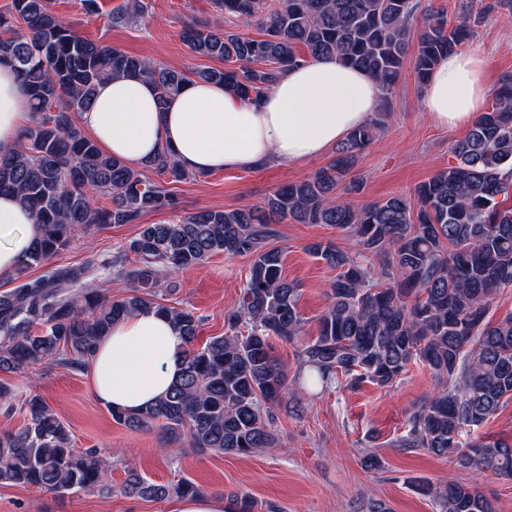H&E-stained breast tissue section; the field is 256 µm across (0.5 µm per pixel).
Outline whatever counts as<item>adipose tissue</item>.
<instances>
[{"instance_id": "ef3b65f1", "label": "adipose tissue", "mask_w": 512, "mask_h": 512, "mask_svg": "<svg viewBox=\"0 0 512 512\" xmlns=\"http://www.w3.org/2000/svg\"><path fill=\"white\" fill-rule=\"evenodd\" d=\"M488 94L486 61L476 51L451 53L435 67L423 95L429 118L445 127L469 123ZM379 84L365 72L325 57L291 69L261 98L241 101L224 86L189 83L166 104L144 78L100 85L79 121L102 150L140 167L170 147L196 174L255 169L323 155L378 108ZM29 113L25 90L9 63L0 64V153L15 148ZM38 226L29 210L0 194V275L29 250ZM183 360L171 323L144 309L113 324L89 366L96 399L133 412L163 396Z\"/></svg>"}]
</instances>
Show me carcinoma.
Masks as SVG:
<instances>
[{"mask_svg": "<svg viewBox=\"0 0 512 512\" xmlns=\"http://www.w3.org/2000/svg\"><path fill=\"white\" fill-rule=\"evenodd\" d=\"M213 3L219 13L256 19L262 37L207 23L184 25L182 39L192 53L224 63L191 77L85 38L51 10L49 0H11L0 12V61L14 67L30 100L18 147L0 154V192L15 193L40 227L9 275L17 286L0 292V372L22 374L43 363L83 372L112 323L153 308L182 337V372L157 402L135 413L114 410L112 419L132 430H156L165 444L185 439L215 454L250 455L274 445L275 409L283 402L298 411L307 392L319 387H389L418 359L438 386L410 414L400 447L424 449L478 475L512 479V443L461 441L463 432L512 400V314L496 322L490 317L497 292L512 286V73L501 77L492 110L478 113L469 134L454 145L456 165L437 171L412 195L357 205L345 195L359 191L360 183L346 177L385 125L410 38H416L415 77L423 84L442 56L464 45L469 21H452L443 8L417 21V0ZM146 9L144 0H128L108 21L121 26ZM321 56L365 71L379 83L384 101V109L336 145L325 167L274 190L260 205L143 224L99 264L27 277L79 231L136 224L176 204L164 185L104 153L80 125V113L104 79L142 76L154 84L161 105L195 78L254 101L285 72ZM147 167L174 182L191 176L167 147ZM93 193L106 196L108 206L92 208ZM288 218L329 224L354 235L357 244L353 255L332 243L309 246L337 274L317 334L305 340L301 288L283 276L282 251L270 246L274 225ZM221 253L249 255L252 263L225 317L224 335L197 348L200 318L158 296L175 291L173 275ZM101 268L126 279L131 293L112 299L94 287ZM274 337L300 344V373L292 378L272 352ZM13 397V385L1 381L0 401L10 412L20 410L26 424L0 432V485L112 493L106 460L94 450L76 451L69 429L40 395L30 393L16 405ZM420 490L436 512H496L476 486L452 478ZM122 493L163 501L203 489L190 479L170 487L131 470Z\"/></svg>", "mask_w": 512, "mask_h": 512, "instance_id": "cac0c4a2", "label": "carcinoma"}]
</instances>
